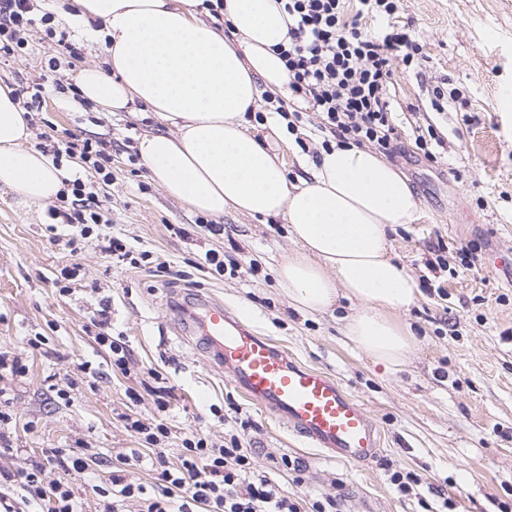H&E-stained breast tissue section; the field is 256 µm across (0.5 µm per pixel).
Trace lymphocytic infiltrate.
I'll use <instances>...</instances> for the list:
<instances>
[{"label":"lymphocytic infiltrate","instance_id":"f902f5d3","mask_svg":"<svg viewBox=\"0 0 512 512\" xmlns=\"http://www.w3.org/2000/svg\"><path fill=\"white\" fill-rule=\"evenodd\" d=\"M292 20L289 43L279 55L288 72L291 97L279 101L277 111L296 132L303 112L318 114L313 134L323 148L332 142L368 143L381 153L394 154L399 146L392 114L391 93L398 66L410 65L419 47L395 21V0H282ZM379 20L377 29L363 27L364 19ZM54 14L37 12L34 0H0V58L21 55L26 35L43 26V40L52 56L48 67L33 85L25 110H32L47 88L57 86L55 77L63 55L76 50L66 31L53 26ZM39 150L55 167L76 159L85 171H94L103 183L112 180V144L67 133L59 139L44 135ZM70 211H56L61 231L55 241L73 244L76 237L96 236L102 251L127 258L130 252L121 239L96 232L103 217L92 210V193L83 175L67 180ZM127 429L140 435L145 447L118 454L104 484L92 490L103 500L100 512H124L127 502L138 512H340L335 497L306 500L294 498L274 479L260 472L251 450L240 436L231 435L228 445L210 442L200 434L182 441L177 460H169L163 448L170 428L163 420L127 419ZM99 453L72 454L66 448H45L40 458L21 468L0 467V512H81V504L66 474L93 472ZM64 473L63 479L45 482L46 468ZM149 468L155 487L147 489L136 477Z\"/></svg>","mask_w":512,"mask_h":512}]
</instances>
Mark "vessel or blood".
<instances>
[{
  "mask_svg": "<svg viewBox=\"0 0 512 512\" xmlns=\"http://www.w3.org/2000/svg\"><path fill=\"white\" fill-rule=\"evenodd\" d=\"M194 307L203 320L186 323L183 334L200 335L249 401L330 458L364 464L377 457L374 421L333 376L294 362L223 304L201 296Z\"/></svg>",
  "mask_w": 512,
  "mask_h": 512,
  "instance_id": "b4317fda",
  "label": "vessel or blood"
}]
</instances>
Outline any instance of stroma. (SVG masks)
<instances>
[{
  "label": "stroma",
  "mask_w": 512,
  "mask_h": 512,
  "mask_svg": "<svg viewBox=\"0 0 512 512\" xmlns=\"http://www.w3.org/2000/svg\"><path fill=\"white\" fill-rule=\"evenodd\" d=\"M71 3L53 0L51 9L79 56L58 73L62 91L48 90L32 110L26 146L34 148L44 132L110 141L111 183L87 177L95 210L109 219L110 234L179 277L116 261L92 236L71 247L54 241L51 203L31 205L0 188V351L26 366L0 381L10 394L14 447L32 456L86 446L111 456L129 452L139 441L123 418L156 417L163 380L173 388L169 459H177L193 431L227 442V429L210 412L215 406L249 420L243 440L256 468L290 495H337L344 512H425L443 504L448 512H512V269L489 262L498 254L512 259V0L398 2L397 22L422 50L411 67L396 70L393 121L405 149L390 163L407 179L418 214L390 239L419 294L396 315L417 343L393 373L343 336L348 300L324 314H302L289 304L275 275L296 249L283 218L228 211L218 218L223 232L208 231L206 215L168 196L137 154L140 135L168 132V125L138 103L129 112H104L74 97L70 87L80 70L103 65L105 54L66 21ZM46 52L33 31L25 52L0 62V83L26 91L38 82ZM438 88L454 96L439 112L431 104ZM247 126L277 149L290 181L305 177L320 140L288 150L262 124L251 119ZM427 126L441 138L433 162L414 152V135ZM441 241L448 264L435 270L430 263ZM466 245L478 254L469 270L456 255ZM209 250L223 254L227 274L202 267ZM65 269L73 276L63 294L57 281ZM197 294L242 315L299 364L335 377L378 426L377 458L357 466L330 460L246 400L205 348L176 331L184 315L170 310L173 297ZM103 299L113 334L131 352L125 375L113 371L88 326ZM33 338L38 347L30 346ZM85 362L90 372H81ZM69 381L74 387L64 402L55 389ZM276 456L300 462L301 471L275 468ZM396 471L413 477L409 492L392 484Z\"/></svg>",
  "instance_id": "stroma-1"
}]
</instances>
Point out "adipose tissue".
<instances>
[{
	"mask_svg": "<svg viewBox=\"0 0 512 512\" xmlns=\"http://www.w3.org/2000/svg\"><path fill=\"white\" fill-rule=\"evenodd\" d=\"M71 22L106 45L108 70L87 67L84 98L108 112L141 103L172 135L144 133L137 151L151 178L197 212L283 217L298 249L276 267L292 305L327 312L355 302L344 335L373 364L403 367L415 337L395 315L418 288L392 255L388 233L413 223L417 200L394 167L355 144L320 151L307 178L289 182L277 154L246 127L262 92L289 97L276 48L288 15L276 0H224L228 29L205 21L203 0H73ZM30 122L0 85V185L25 202L55 198L63 173L27 149Z\"/></svg>",
	"mask_w": 512,
	"mask_h": 512,
	"instance_id": "1",
	"label": "adipose tissue"
}]
</instances>
